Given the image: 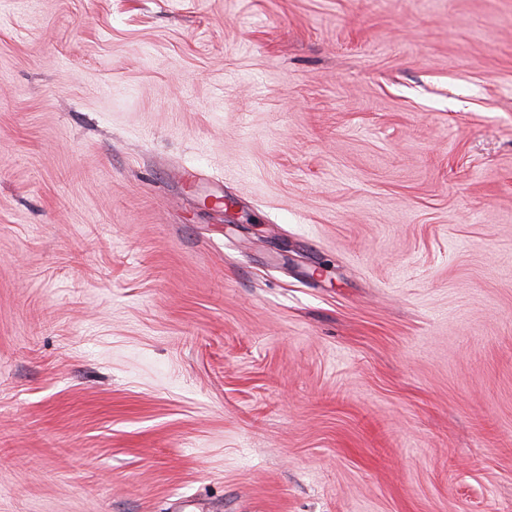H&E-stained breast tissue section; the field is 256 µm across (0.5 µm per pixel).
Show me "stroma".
Wrapping results in <instances>:
<instances>
[{
    "label": "stroma",
    "mask_w": 512,
    "mask_h": 512,
    "mask_svg": "<svg viewBox=\"0 0 512 512\" xmlns=\"http://www.w3.org/2000/svg\"><path fill=\"white\" fill-rule=\"evenodd\" d=\"M0 512H512V0H0Z\"/></svg>",
    "instance_id": "obj_1"
}]
</instances>
